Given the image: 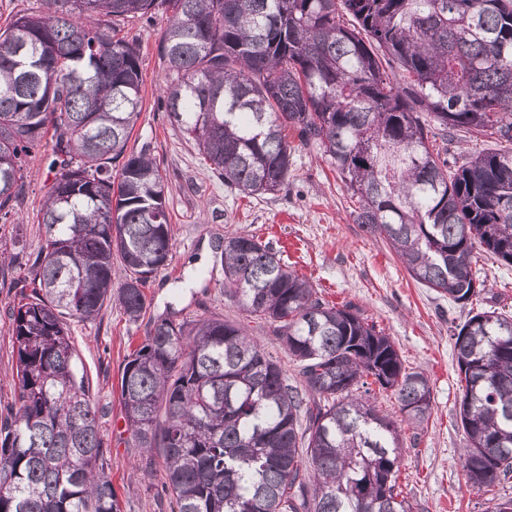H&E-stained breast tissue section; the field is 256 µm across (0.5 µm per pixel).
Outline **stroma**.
<instances>
[{
    "label": "stroma",
    "mask_w": 512,
    "mask_h": 512,
    "mask_svg": "<svg viewBox=\"0 0 512 512\" xmlns=\"http://www.w3.org/2000/svg\"><path fill=\"white\" fill-rule=\"evenodd\" d=\"M167 22L164 9L121 23L122 35L140 49L143 108L128 143L156 160L167 182V207L174 228L165 269L148 283L145 318L128 321L118 302L105 304L96 319L71 320L73 346L90 382L105 449V473L121 512H172L165 495L161 458H148L127 427L121 426L120 375L124 359L141 344L152 319L192 321L218 316L240 324L264 344L289 377L297 368L269 325L256 323L224 294L221 253L232 232L271 242L283 260L306 277L329 304H352L384 329L406 366L424 372L432 390L433 412L422 429L404 428L399 482L415 512H494L491 494L469 488L459 453L466 436L458 424L457 364L451 329L464 323L476 306L449 302L447 296L416 283L382 238L355 224L349 194L315 145L294 143L286 187L264 197H246L226 187L193 141L174 128L160 101L164 64L158 52ZM50 148L28 157L24 191L15 207L17 221L0 223V251L14 256L15 267L0 273V414L14 400L15 356L9 312L29 294L26 259L42 239L36 215L52 182ZM25 244L15 255L14 239ZM487 305L512 312V268L490 256L479 259Z\"/></svg>",
    "instance_id": "stroma-1"
}]
</instances>
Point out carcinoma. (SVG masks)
Returning <instances> with one entry per match:
<instances>
[{
	"label": "carcinoma",
	"mask_w": 512,
	"mask_h": 512,
	"mask_svg": "<svg viewBox=\"0 0 512 512\" xmlns=\"http://www.w3.org/2000/svg\"><path fill=\"white\" fill-rule=\"evenodd\" d=\"M163 104L224 185L288 182L287 131L350 191L354 223L410 276L482 300L478 255L512 267V0H42L0 30V221L25 159L51 137L33 289L12 309L16 396L0 420V512H120L69 320L117 300L132 322L173 246L166 180L126 153L143 107L140 52L114 24L157 7ZM465 131L511 147L448 165ZM224 295L299 366L222 318H159L124 360L137 447L158 451L174 512H413L398 485L402 425L432 415L423 372L351 304L329 305L268 242L224 238ZM124 279L114 288V261ZM466 483L512 480V314L452 329ZM389 392L400 419L383 413Z\"/></svg>",
	"instance_id": "cac0c4a2"
}]
</instances>
